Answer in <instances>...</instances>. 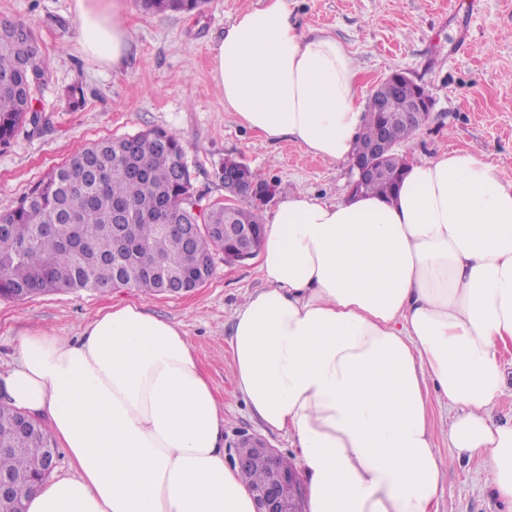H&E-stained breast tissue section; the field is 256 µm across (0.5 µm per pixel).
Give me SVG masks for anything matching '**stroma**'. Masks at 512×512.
Masks as SVG:
<instances>
[{"label": "stroma", "instance_id": "stroma-1", "mask_svg": "<svg viewBox=\"0 0 512 512\" xmlns=\"http://www.w3.org/2000/svg\"><path fill=\"white\" fill-rule=\"evenodd\" d=\"M133 44L125 65L102 67L77 43L73 0H0V19L31 23L49 78L36 96L45 108L39 131L20 130L0 146V214L10 211L43 176L98 139L162 128L185 145L196 191L224 198L220 172L234 158L261 179L333 200L348 192L349 162L331 164L290 140L267 144L224 110L210 75V47L240 12L258 0H207L191 14L145 10L126 0ZM298 22L347 45L361 69V95L395 71L423 85L433 99L429 121L409 143L427 157L467 149L499 165L512 183V0H292ZM81 86L85 103L62 96ZM209 281L192 292L150 295L135 288L81 290L25 300H0V374L17 361L20 336L43 330L73 337L100 311L131 302L182 325L215 394L224 404V446L234 457L240 433L264 436L282 455L294 452L285 432H263L251 417L226 365L229 317L261 288L257 259L228 264L215 253ZM436 512H497L475 465L445 471Z\"/></svg>", "mask_w": 512, "mask_h": 512}]
</instances>
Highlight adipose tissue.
Returning <instances> with one entry per match:
<instances>
[{"label": "adipose tissue", "instance_id": "obj_1", "mask_svg": "<svg viewBox=\"0 0 512 512\" xmlns=\"http://www.w3.org/2000/svg\"><path fill=\"white\" fill-rule=\"evenodd\" d=\"M81 49L120 68L124 0H74ZM224 109L265 142L329 163L367 116L360 71L288 0H261L210 47ZM264 283L231 315L228 367L263 428L285 431L306 512H435L447 403L455 459L476 461L512 512V420L496 419L512 344V183L465 150L406 158L392 196L279 194L264 216ZM0 403L48 420L73 474L26 512H255L224 454V408L180 324L117 304L78 339L32 331ZM431 422L438 447L444 456L450 455L453 450L448 443V410L437 399L431 402Z\"/></svg>", "mask_w": 512, "mask_h": 512}]
</instances>
